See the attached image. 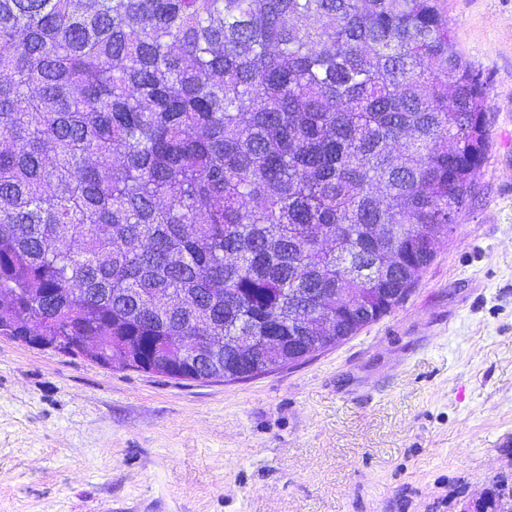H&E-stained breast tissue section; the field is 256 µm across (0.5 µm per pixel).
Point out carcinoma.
<instances>
[{
	"instance_id": "obj_1",
	"label": "carcinoma",
	"mask_w": 512,
	"mask_h": 512,
	"mask_svg": "<svg viewBox=\"0 0 512 512\" xmlns=\"http://www.w3.org/2000/svg\"><path fill=\"white\" fill-rule=\"evenodd\" d=\"M441 2L0 0V336L236 382L240 336L306 360L391 313L489 147Z\"/></svg>"
}]
</instances>
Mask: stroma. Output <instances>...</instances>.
<instances>
[{
	"mask_svg": "<svg viewBox=\"0 0 512 512\" xmlns=\"http://www.w3.org/2000/svg\"><path fill=\"white\" fill-rule=\"evenodd\" d=\"M445 8L490 147L405 302L228 384L0 336V512H465L512 489V0Z\"/></svg>",
	"mask_w": 512,
	"mask_h": 512,
	"instance_id": "obj_1",
	"label": "stroma"
}]
</instances>
